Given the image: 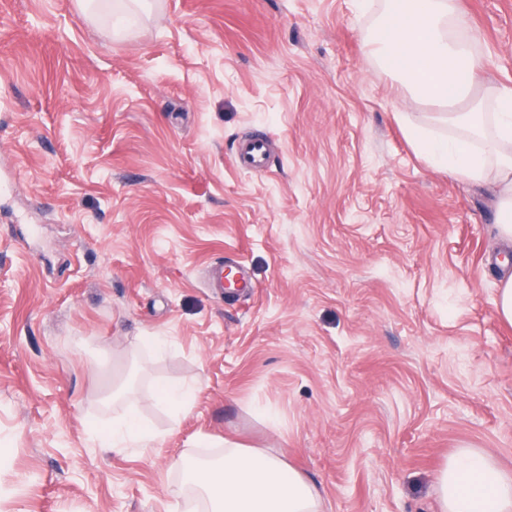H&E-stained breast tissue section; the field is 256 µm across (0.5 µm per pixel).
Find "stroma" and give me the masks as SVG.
I'll return each instance as SVG.
<instances>
[{
    "instance_id": "obj_1",
    "label": "stroma",
    "mask_w": 512,
    "mask_h": 512,
    "mask_svg": "<svg viewBox=\"0 0 512 512\" xmlns=\"http://www.w3.org/2000/svg\"><path fill=\"white\" fill-rule=\"evenodd\" d=\"M146 2L118 29L110 0H0V512H172L176 460L228 440L321 512H438L462 448L512 471L497 187L413 149L432 107L369 56L366 0ZM459 7L475 87H512V0ZM229 261L251 290L210 287ZM121 379L153 439L112 452ZM235 163L255 174L268 170L269 144L265 139L254 138L242 143L234 157Z\"/></svg>"
}]
</instances>
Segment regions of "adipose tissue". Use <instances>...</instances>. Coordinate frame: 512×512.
I'll use <instances>...</instances> for the list:
<instances>
[{
  "instance_id": "obj_1",
  "label": "adipose tissue",
  "mask_w": 512,
  "mask_h": 512,
  "mask_svg": "<svg viewBox=\"0 0 512 512\" xmlns=\"http://www.w3.org/2000/svg\"><path fill=\"white\" fill-rule=\"evenodd\" d=\"M377 65L414 99L436 105L433 126L407 124L406 132L432 165L452 176L498 186L495 222L512 242V89L484 97L473 87L482 65L458 0H381L367 34ZM466 59V69L456 67ZM134 410L114 415L101 447L120 450L152 441ZM173 497L198 490L208 512H320L317 489L283 459L225 443L213 463L184 459ZM439 512H512V473L479 450L452 455L436 479Z\"/></svg>"
}]
</instances>
